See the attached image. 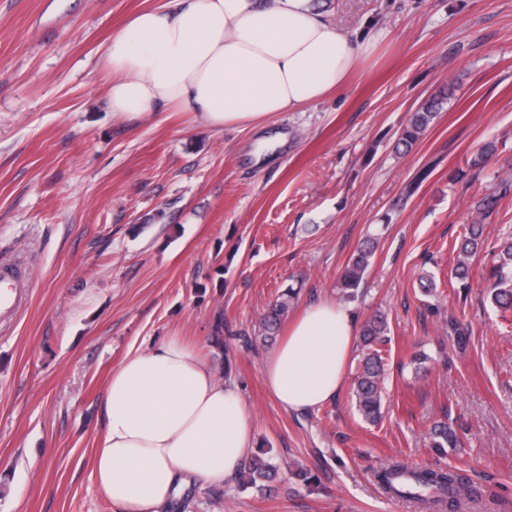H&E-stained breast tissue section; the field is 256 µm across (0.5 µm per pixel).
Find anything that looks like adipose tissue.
<instances>
[{
	"mask_svg": "<svg viewBox=\"0 0 512 512\" xmlns=\"http://www.w3.org/2000/svg\"><path fill=\"white\" fill-rule=\"evenodd\" d=\"M382 33L336 28L313 0H167L132 16L103 59L113 116L192 112L210 127L262 126L345 87ZM350 308H306L265 358L263 379L284 409L335 399L354 348ZM93 452L96 486L114 512H167L194 483L223 484L253 444L234 385L172 337L115 366Z\"/></svg>",
	"mask_w": 512,
	"mask_h": 512,
	"instance_id": "ef3b65f1",
	"label": "adipose tissue"
}]
</instances>
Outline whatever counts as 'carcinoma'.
<instances>
[{"mask_svg": "<svg viewBox=\"0 0 512 512\" xmlns=\"http://www.w3.org/2000/svg\"><path fill=\"white\" fill-rule=\"evenodd\" d=\"M455 94L454 86L444 85L416 111L410 113L402 128L395 148L407 152L430 129L439 113ZM503 194L494 191L475 204V220L465 228L460 243L454 278L461 287H468L469 259L484 246V223L497 209ZM375 252V238L368 237L356 247L339 279L340 295L346 301L357 297V290L370 266ZM498 311L512 315V239L500 245L486 287ZM288 315V301L276 300L269 308L265 330L274 334L284 316ZM388 343V324L382 314H374L360 327L361 356L353 383L355 407L365 421L377 425L382 419V398L385 383L384 346ZM431 445L438 451L455 448L459 444L456 432L446 421L433 424ZM249 484L259 492L268 489V483L277 475V467L259 457L250 459ZM383 490L395 496L409 497L427 512H459L461 502L483 495V489L455 467L446 469L408 468L397 462L384 465L377 472Z\"/></svg>", "mask_w": 512, "mask_h": 512, "instance_id": "cac0c4a2", "label": "carcinoma"}]
</instances>
